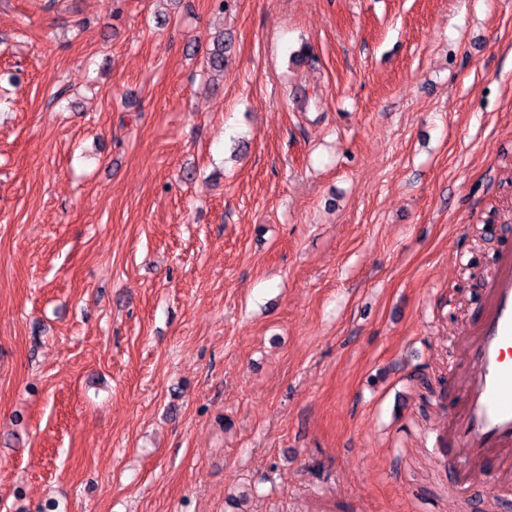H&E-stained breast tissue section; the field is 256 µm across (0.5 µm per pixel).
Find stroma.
<instances>
[{
    "mask_svg": "<svg viewBox=\"0 0 512 512\" xmlns=\"http://www.w3.org/2000/svg\"><path fill=\"white\" fill-rule=\"evenodd\" d=\"M220 1L0 0V512H471L512 0ZM213 45V49L210 50L205 59L206 68L210 71L223 73L226 62L225 53L230 51V43H226V41L224 43V33H222L214 37Z\"/></svg>",
    "mask_w": 512,
    "mask_h": 512,
    "instance_id": "1",
    "label": "stroma"
}]
</instances>
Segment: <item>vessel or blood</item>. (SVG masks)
<instances>
[{
	"instance_id": "obj_1",
	"label": "vessel or blood",
	"mask_w": 512,
	"mask_h": 512,
	"mask_svg": "<svg viewBox=\"0 0 512 512\" xmlns=\"http://www.w3.org/2000/svg\"><path fill=\"white\" fill-rule=\"evenodd\" d=\"M475 319L460 333L458 400L440 402L433 432L437 476L469 494L477 478L512 483V244H504L482 283Z\"/></svg>"
}]
</instances>
